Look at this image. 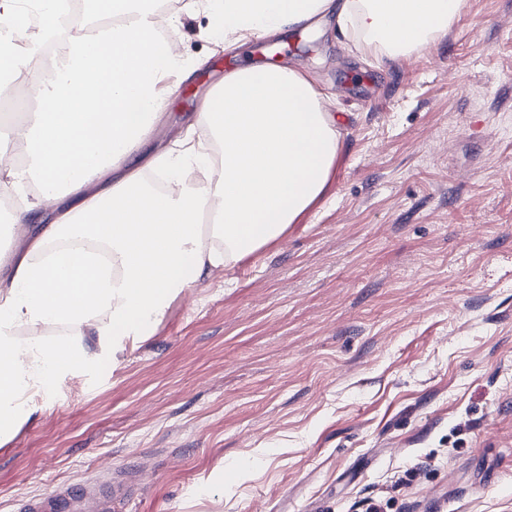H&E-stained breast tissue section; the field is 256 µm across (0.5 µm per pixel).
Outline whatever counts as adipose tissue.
Segmentation results:
<instances>
[{"instance_id":"adipose-tissue-1","label":"adipose tissue","mask_w":512,"mask_h":512,"mask_svg":"<svg viewBox=\"0 0 512 512\" xmlns=\"http://www.w3.org/2000/svg\"><path fill=\"white\" fill-rule=\"evenodd\" d=\"M31 31L20 0L0 17L38 42L55 27L62 0H41ZM144 0H84L85 34L69 36L47 73L0 47V71L24 74L35 110L0 129V160L27 148L26 174L40 187L13 221L37 228L25 253L0 254L13 272L0 283V438L28 416L18 398L82 367L78 337L101 348L145 335L172 300L280 238L327 193L341 149L337 118L325 112L308 75L254 64L228 72L200 102L178 150L143 157L164 101L192 64L157 35ZM466 0H189L209 33L232 47L332 15L366 50L408 55L431 46L459 20ZM198 171L199 181L186 179ZM209 233H202V219ZM107 245L101 271L84 250ZM59 324L68 338L22 348L13 327Z\"/></svg>"}]
</instances>
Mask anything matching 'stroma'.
Listing matches in <instances>:
<instances>
[{"mask_svg":"<svg viewBox=\"0 0 512 512\" xmlns=\"http://www.w3.org/2000/svg\"><path fill=\"white\" fill-rule=\"evenodd\" d=\"M170 147L226 72L298 66L338 114L327 196L63 375L0 442V512L110 479L117 512H512V0L365 61L334 18L228 51L185 9Z\"/></svg>","mask_w":512,"mask_h":512,"instance_id":"35a3bbf8","label":"stroma"}]
</instances>
